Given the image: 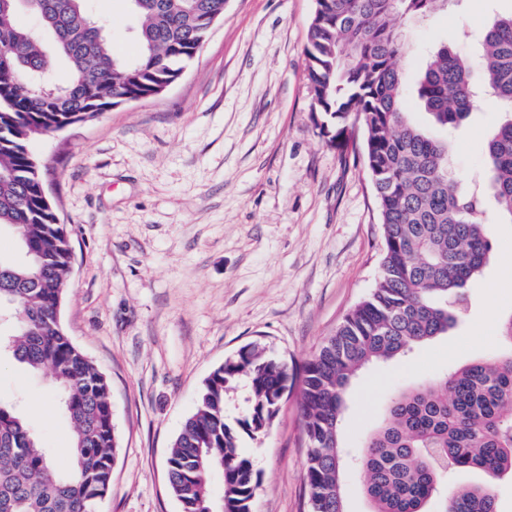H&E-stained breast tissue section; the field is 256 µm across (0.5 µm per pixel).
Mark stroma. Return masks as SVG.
I'll return each mask as SVG.
<instances>
[{"instance_id":"35a3bbf8","label":"stroma","mask_w":512,"mask_h":512,"mask_svg":"<svg viewBox=\"0 0 512 512\" xmlns=\"http://www.w3.org/2000/svg\"><path fill=\"white\" fill-rule=\"evenodd\" d=\"M114 51L135 57L127 0H91ZM315 0H225L224 17L159 96L36 137L29 151L72 246L62 324L105 374L119 438L101 512H180L167 490L172 440L210 373L256 343L293 381L269 432L242 446L261 475L253 512H302L307 448L295 382L303 363L374 288L382 236L361 155L321 133L306 78ZM512 0H461L404 24L399 60L414 88L430 51L477 57L478 31ZM497 113L454 132L451 170L482 164ZM495 242L447 335L364 370L343 441L361 454L389 400L434 375L512 352V224L488 205ZM0 400L66 465L70 423L46 377L0 356Z\"/></svg>"}]
</instances>
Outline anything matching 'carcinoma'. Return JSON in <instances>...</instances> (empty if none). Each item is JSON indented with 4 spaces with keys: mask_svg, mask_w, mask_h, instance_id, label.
Segmentation results:
<instances>
[{
    "mask_svg": "<svg viewBox=\"0 0 512 512\" xmlns=\"http://www.w3.org/2000/svg\"><path fill=\"white\" fill-rule=\"evenodd\" d=\"M139 51L115 55L87 0H0V228L21 256L0 259V304L16 330L0 343L33 373L48 372L73 432L59 467L24 417L0 402V512H99L119 448L110 383L65 334L60 310L72 249L29 152L62 126L163 93L194 59L224 0H130ZM449 0H316L307 31V75L323 135L361 139L379 214L383 253L375 288L303 367L300 408L307 448L305 512H345L341 428L352 380L365 368L407 355L455 327L464 289L493 251L484 192L448 175L450 145L439 132L466 124L490 98V131L478 179L512 223V11L497 13L480 38L475 66L436 46L409 111L398 60L401 19L421 21ZM38 29L17 24L21 8ZM68 63V83L48 77L50 55ZM246 377L249 405L225 419L226 391ZM288 391V367L248 344L205 380L197 408L166 459L168 490L181 512H252L260 477L243 435L266 433ZM371 512H499L492 481L512 476V356L472 362L395 396L362 453ZM487 474L486 484L444 491L449 471Z\"/></svg>",
    "mask_w": 512,
    "mask_h": 512,
    "instance_id": "cac0c4a2",
    "label": "carcinoma"
}]
</instances>
